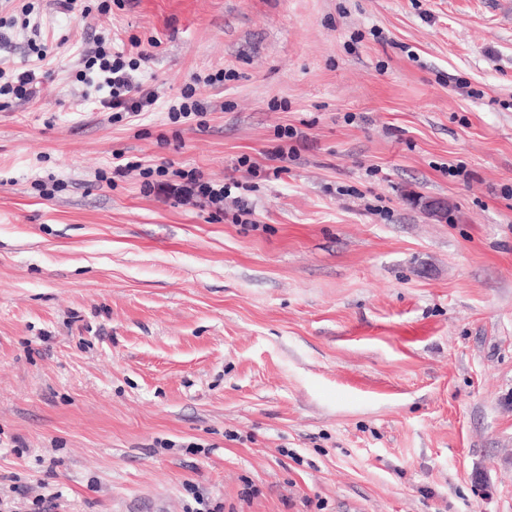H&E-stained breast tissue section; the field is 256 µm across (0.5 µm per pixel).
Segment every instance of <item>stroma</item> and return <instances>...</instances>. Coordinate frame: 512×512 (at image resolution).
Wrapping results in <instances>:
<instances>
[{
	"mask_svg": "<svg viewBox=\"0 0 512 512\" xmlns=\"http://www.w3.org/2000/svg\"><path fill=\"white\" fill-rule=\"evenodd\" d=\"M87 3L0 0V68L48 52L0 105V512H512V10ZM101 35L149 111L92 107ZM196 92L197 88L194 84L186 85L182 89L180 97L168 103L166 109L169 118L173 122L181 119L184 121L197 120V125L204 126L205 123L199 118L204 117L208 112V107L201 99L196 97ZM307 139L303 131H298L293 127H278L274 132L275 146L266 151L272 161H285L297 153V143ZM295 143V144H294ZM176 177L182 180L180 187L188 192L195 194L199 198L205 199L208 203L219 205L224 202L232 193V188H239L237 181L224 183L222 185L213 184L210 181H204L202 175L195 169L173 171Z\"/></svg>",
	"mask_w": 512,
	"mask_h": 512,
	"instance_id": "obj_1",
	"label": "stroma"
}]
</instances>
